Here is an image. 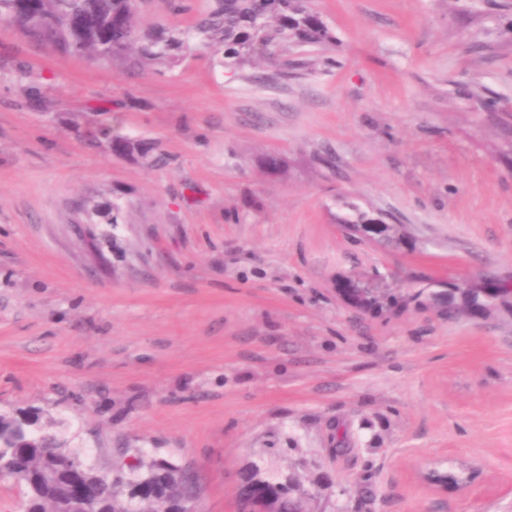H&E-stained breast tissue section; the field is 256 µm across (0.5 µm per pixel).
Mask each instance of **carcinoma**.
I'll list each match as a JSON object with an SVG mask.
<instances>
[{
    "mask_svg": "<svg viewBox=\"0 0 512 512\" xmlns=\"http://www.w3.org/2000/svg\"><path fill=\"white\" fill-rule=\"evenodd\" d=\"M139 0H0V20L63 53L88 54L110 62L134 49L141 61L166 63L189 48V36L166 28L141 30L136 23ZM209 47L223 49L224 64L249 65L273 50L324 44L333 40L328 26L307 0H220L219 8L196 29ZM349 214L340 224H374L360 208L347 203ZM363 307L377 311L399 302L389 288H366L359 296ZM508 306L496 285L476 288L458 281L448 284V309L454 318L485 317ZM31 417L0 415V474L28 489V512H67L77 501L71 477L80 455L57 443L52 435L34 436ZM273 461L255 462L241 476L240 512H252L256 496L265 512H289L288 501L300 491L297 479L286 482ZM82 480L91 492L88 508L101 512H168L185 508L195 497L194 471L167 458L119 469L108 478L85 465Z\"/></svg>",
    "mask_w": 512,
    "mask_h": 512,
    "instance_id": "1",
    "label": "carcinoma"
}]
</instances>
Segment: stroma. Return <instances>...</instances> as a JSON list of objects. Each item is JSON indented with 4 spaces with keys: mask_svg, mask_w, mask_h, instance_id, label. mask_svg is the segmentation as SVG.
<instances>
[{
    "mask_svg": "<svg viewBox=\"0 0 512 512\" xmlns=\"http://www.w3.org/2000/svg\"><path fill=\"white\" fill-rule=\"evenodd\" d=\"M216 6L141 0L137 21ZM309 6L336 41L285 78L198 39L95 62L0 21V414L101 468L195 467L193 512H239L263 457L309 512H512V315L336 294L512 277V0ZM349 202L395 242L348 234ZM432 461L463 483L426 488ZM359 299L368 311H379L384 306L398 303L400 296L389 288H364Z\"/></svg>",
    "mask_w": 512,
    "mask_h": 512,
    "instance_id": "35a3bbf8",
    "label": "stroma"
}]
</instances>
